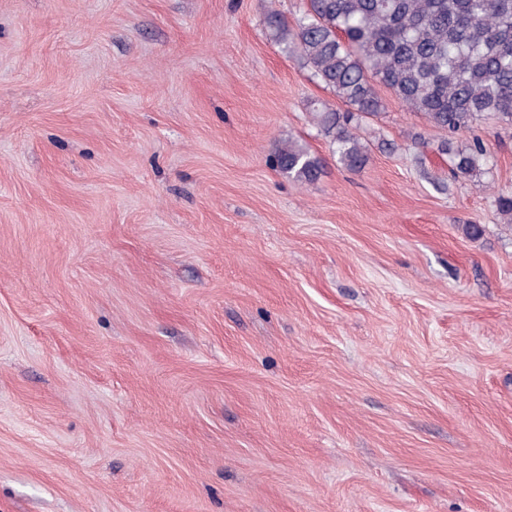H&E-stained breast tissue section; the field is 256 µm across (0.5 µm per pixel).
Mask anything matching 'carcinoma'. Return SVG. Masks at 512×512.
<instances>
[{"label":"carcinoma","instance_id":"carcinoma-1","mask_svg":"<svg viewBox=\"0 0 512 512\" xmlns=\"http://www.w3.org/2000/svg\"><path fill=\"white\" fill-rule=\"evenodd\" d=\"M264 23L346 106L324 104L312 119L349 169L368 162L359 130L383 113L382 88L440 134L436 150L456 179L492 164L475 128L489 120L512 128V0H303L295 26L274 10ZM275 162L301 183L323 171L320 158L294 140Z\"/></svg>","mask_w":512,"mask_h":512}]
</instances>
